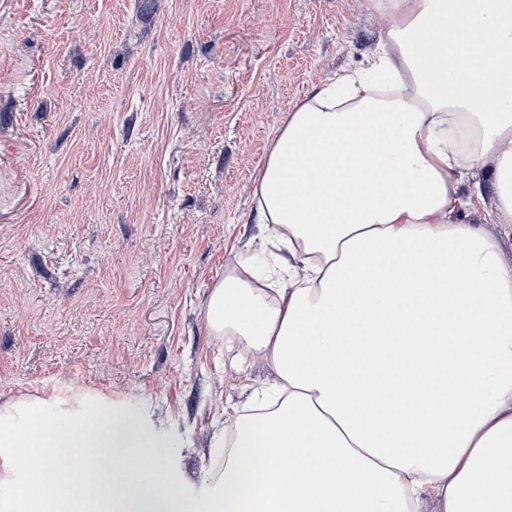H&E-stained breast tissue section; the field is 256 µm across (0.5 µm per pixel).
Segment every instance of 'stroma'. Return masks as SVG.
Instances as JSON below:
<instances>
[{"instance_id": "1", "label": "stroma", "mask_w": 512, "mask_h": 512, "mask_svg": "<svg viewBox=\"0 0 512 512\" xmlns=\"http://www.w3.org/2000/svg\"><path fill=\"white\" fill-rule=\"evenodd\" d=\"M384 34L362 0H0V403L135 416L208 512L213 434L274 374L207 298L287 255L252 198L269 142Z\"/></svg>"}]
</instances>
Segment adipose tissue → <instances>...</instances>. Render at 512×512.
Wrapping results in <instances>:
<instances>
[{"instance_id":"ef3b65f1","label":"adipose tissue","mask_w":512,"mask_h":512,"mask_svg":"<svg viewBox=\"0 0 512 512\" xmlns=\"http://www.w3.org/2000/svg\"><path fill=\"white\" fill-rule=\"evenodd\" d=\"M364 6L383 49L294 103L253 189L278 287L243 260L209 294L276 375L212 512H512V261L457 217L512 224V0Z\"/></svg>"}]
</instances>
